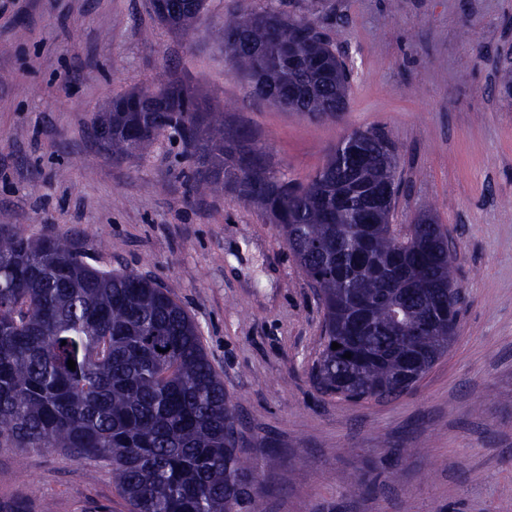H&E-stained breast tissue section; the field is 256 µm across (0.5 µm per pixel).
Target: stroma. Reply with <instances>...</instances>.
I'll return each instance as SVG.
<instances>
[{"mask_svg":"<svg viewBox=\"0 0 512 512\" xmlns=\"http://www.w3.org/2000/svg\"><path fill=\"white\" fill-rule=\"evenodd\" d=\"M263 0H206L194 31L146 0H0V224L57 233L102 270L155 279L195 320L224 380L258 512H512V0H283L335 18L353 69L343 119L258 105L211 30ZM195 87L270 167L299 182L352 129L396 142L409 192L392 221L432 211L457 244L463 311L447 353L408 394L320 395L309 370L323 310L270 216L198 194L176 133L113 160L91 123L113 97ZM0 500L26 512H129L112 472L57 448H0Z\"/></svg>","mask_w":512,"mask_h":512,"instance_id":"35a3bbf8","label":"stroma"}]
</instances>
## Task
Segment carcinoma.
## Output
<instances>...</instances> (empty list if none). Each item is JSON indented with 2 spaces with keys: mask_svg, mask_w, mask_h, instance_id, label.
I'll list each match as a JSON object with an SVG mask.
<instances>
[{
  "mask_svg": "<svg viewBox=\"0 0 512 512\" xmlns=\"http://www.w3.org/2000/svg\"><path fill=\"white\" fill-rule=\"evenodd\" d=\"M149 8L186 30L205 0ZM217 41L255 103L318 121L346 112L351 72L332 38L278 0L225 16ZM167 129L193 158L195 190L263 208L317 288V392L400 397L404 371H428L448 351L460 317L448 233L428 211L406 236L389 223L402 183L384 130L352 131L300 183L271 169L263 147L186 84L129 92L92 125L115 159ZM0 448L106 462L130 512H254L253 468L236 448L224 380L189 312L151 278L96 269L67 239H33L12 224H0Z\"/></svg>",
  "mask_w": 512,
  "mask_h": 512,
  "instance_id": "obj_1",
  "label": "carcinoma"
}]
</instances>
